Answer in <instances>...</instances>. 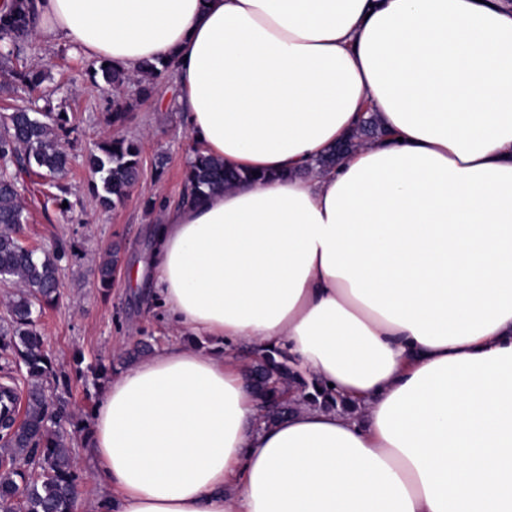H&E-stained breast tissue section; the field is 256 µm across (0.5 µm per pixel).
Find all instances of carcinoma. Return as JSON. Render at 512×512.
Returning a JSON list of instances; mask_svg holds the SVG:
<instances>
[{
    "mask_svg": "<svg viewBox=\"0 0 512 512\" xmlns=\"http://www.w3.org/2000/svg\"><path fill=\"white\" fill-rule=\"evenodd\" d=\"M35 0H9L0 12V72L14 80L36 85L41 76L11 68L12 58L32 35ZM173 61L157 59L141 67L139 94L150 96L154 81L170 73ZM104 82L118 90L131 82L121 67L108 63L99 67ZM68 117L55 111L51 96L44 108L34 113L18 109L7 117L0 130V281L16 288L8 302V318L0 323V352L19 359L28 378L21 415L14 413L16 395L0 386V428L9 431L0 445V512H72L81 476L71 448V429L78 427L63 407H52L45 383L56 376L51 360L42 349L35 328L36 307L54 303L58 297L61 262L65 254L40 258L25 248L17 230L26 222L19 181L32 173L54 180L64 173L68 154L57 135L65 129ZM93 187H101L102 202L117 206L127 198L137 180L140 147L134 140L114 137L97 145L88 157ZM244 180L263 177L224 166V161L194 152L185 173L184 198H198L223 191ZM116 259L107 253L98 266L99 287H112ZM253 373L260 380L281 382L300 391L301 401L311 406L332 408L336 400L324 392L309 391L297 381L288 358L278 351L254 354Z\"/></svg>",
    "mask_w": 512,
    "mask_h": 512,
    "instance_id": "1",
    "label": "carcinoma"
}]
</instances>
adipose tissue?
<instances>
[{
  "mask_svg": "<svg viewBox=\"0 0 512 512\" xmlns=\"http://www.w3.org/2000/svg\"><path fill=\"white\" fill-rule=\"evenodd\" d=\"M34 34L174 58L193 143L264 176L127 271L173 339L93 414L112 512H512V0H37ZM267 349L336 407L264 422Z\"/></svg>",
  "mask_w": 512,
  "mask_h": 512,
  "instance_id": "obj_1",
  "label": "adipose tissue"
}]
</instances>
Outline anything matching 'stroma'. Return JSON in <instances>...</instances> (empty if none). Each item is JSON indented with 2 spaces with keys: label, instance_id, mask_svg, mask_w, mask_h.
<instances>
[{
  "label": "stroma",
  "instance_id": "stroma-1",
  "mask_svg": "<svg viewBox=\"0 0 512 512\" xmlns=\"http://www.w3.org/2000/svg\"><path fill=\"white\" fill-rule=\"evenodd\" d=\"M17 65L41 71L43 81L36 88L16 82L0 89V117L8 115L10 107L39 103L51 91L70 118L61 134L70 164L60 180L70 206L63 210L45 205L34 186H27L23 193L27 221L19 239L41 254L67 252L60 301L44 308L38 330L57 375L48 387L49 396L64 397L69 411L87 427L103 390L78 379L75 358L117 370L121 353L139 340H151L158 348L168 338L162 311L131 291L125 278L128 268L150 251V227L161 215L162 209L147 210L146 201H162L163 209L181 203L185 169L195 146L182 124L171 81H162L148 99L138 98L134 87L125 88L121 96L129 105L128 115L115 124L112 93L92 79L98 61L31 37ZM113 137L136 140L141 164L128 198L108 208L91 187L86 159L97 143ZM109 249L118 250L119 264L112 288L105 292L98 286V265Z\"/></svg>",
  "mask_w": 512,
  "mask_h": 512
}]
</instances>
